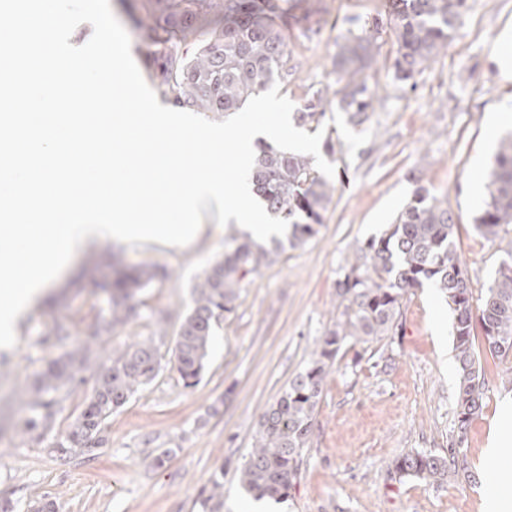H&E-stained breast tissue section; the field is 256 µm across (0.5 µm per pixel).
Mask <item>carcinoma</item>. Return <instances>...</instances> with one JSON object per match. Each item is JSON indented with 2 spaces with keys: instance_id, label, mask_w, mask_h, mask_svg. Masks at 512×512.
<instances>
[{
  "instance_id": "1",
  "label": "carcinoma",
  "mask_w": 512,
  "mask_h": 512,
  "mask_svg": "<svg viewBox=\"0 0 512 512\" xmlns=\"http://www.w3.org/2000/svg\"><path fill=\"white\" fill-rule=\"evenodd\" d=\"M123 6L144 47L145 67L157 92L176 107L220 118L240 111L251 96L275 81L288 79V9L282 0H123ZM466 7L467 0H393L386 18H374L367 29L338 44L334 68L340 88L335 94L347 123L359 126L369 118L373 91L365 71L374 62V44L384 27L393 30L398 45L394 78L407 84L448 47ZM327 102L323 91L309 93L293 120L316 130ZM255 155L251 180L267 213L288 221L290 247L306 244L323 224L333 185L319 175L309 156L262 141ZM474 224L491 240L499 237L502 227L512 225V133L500 142L489 175V200ZM454 228L455 214L448 203L420 186L389 230L369 239L347 261L336 281L335 318L288 389L260 417L254 446L239 470L246 492L256 498L288 497L324 382L340 351L396 335L404 297L426 281L445 296L454 313V413L458 442H463L470 422L482 413L486 394L476 348L494 360L512 358V240L494 279L476 297L461 266ZM281 250V242L274 240L268 247L247 233H235L225 244L224 258L195 287L194 304L175 339L176 368L185 386L199 383L215 327L232 311L242 281L272 263ZM164 276L152 266L115 278L108 291V314L98 322L95 335H110L114 326L126 323L135 311V297ZM98 359L99 354L82 343L51 361L33 381L27 391L31 417L26 424L32 439L39 441L53 430L58 396L83 383L81 373ZM159 368L158 347L151 338L108 355L80 413L52 451L62 457L96 456L105 445L106 420L150 383ZM394 470L428 484L452 476L474 477L458 448L444 456L407 454L395 462ZM200 506L202 512H221L223 476H213L210 494Z\"/></svg>"
}]
</instances>
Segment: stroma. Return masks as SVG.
I'll list each match as a JSON object with an SVG mask.
<instances>
[{"mask_svg":"<svg viewBox=\"0 0 512 512\" xmlns=\"http://www.w3.org/2000/svg\"><path fill=\"white\" fill-rule=\"evenodd\" d=\"M388 7V0H302L291 11L289 75L280 95L297 104L312 90L335 91L337 41L360 33ZM506 30H512V0H468L453 40L410 87L394 78L398 45L392 32H383L367 72L375 96L366 123L347 124L333 102L321 121L335 145L327 157L335 191L318 235L243 281L196 386H184L173 342L194 286L224 256L223 234L182 249L111 245L125 268L158 264L168 276L146 289L137 316L108 336L95 333L96 315L108 309L98 286L112 281L115 271L93 266L90 254L75 257L49 299L28 313L16 345L0 352V502H9L12 512H32L45 497L58 512H201L209 480L220 471L222 512H249L252 499L238 475L261 415L303 368L335 316L336 281L347 259L392 224L417 187L446 200L455 213L457 252L473 290L483 291L492 280L504 244L474 227L488 189L473 187L471 177L475 167L488 171L494 163L499 141L487 135L489 117L512 108V82L491 60ZM444 302L432 284L414 289L402 302L395 336L338 356L280 512H482L494 481L485 452L491 420L512 387L502 381L506 365L487 363L485 407L458 438L457 369L448 362L455 354L454 315ZM61 325L70 337L59 342ZM145 338L159 348L160 370L106 421V444L96 458L62 459L50 451L90 393L94 370L60 398L52 432L38 442L24 432L30 416L25 391L51 359L77 341L105 355ZM454 444L478 481L432 486L392 473L402 455H443ZM162 454L164 467H155Z\"/></svg>","mask_w":512,"mask_h":512,"instance_id":"1","label":"stroma"}]
</instances>
